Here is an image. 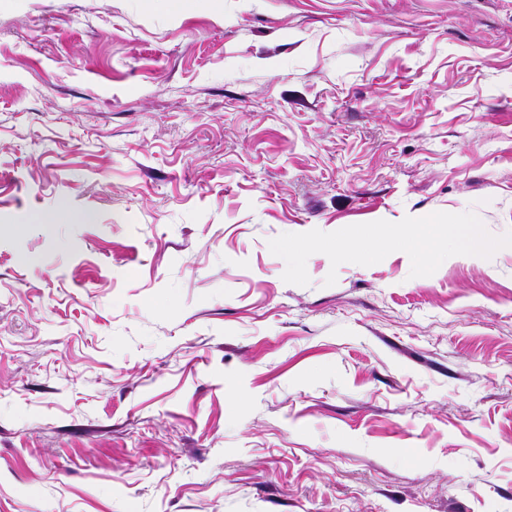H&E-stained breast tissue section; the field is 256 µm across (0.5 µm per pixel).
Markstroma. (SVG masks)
I'll return each instance as SVG.
<instances>
[{
	"label": "stroma",
	"instance_id": "35a3bbf8",
	"mask_svg": "<svg viewBox=\"0 0 512 512\" xmlns=\"http://www.w3.org/2000/svg\"><path fill=\"white\" fill-rule=\"evenodd\" d=\"M0 512H512V0H0Z\"/></svg>",
	"mask_w": 512,
	"mask_h": 512
}]
</instances>
